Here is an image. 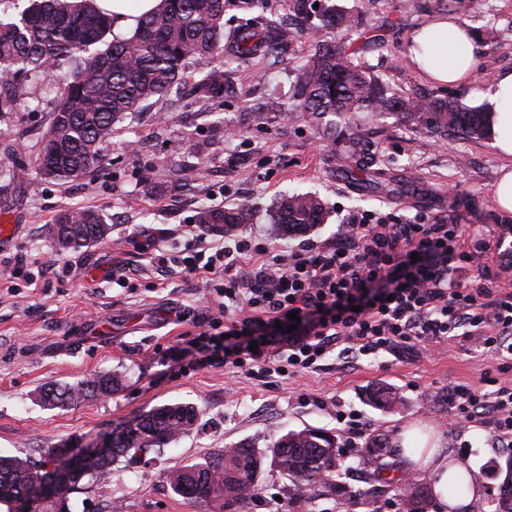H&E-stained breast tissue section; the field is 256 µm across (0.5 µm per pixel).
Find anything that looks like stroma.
I'll return each instance as SVG.
<instances>
[{
	"label": "stroma",
	"mask_w": 512,
	"mask_h": 512,
	"mask_svg": "<svg viewBox=\"0 0 512 512\" xmlns=\"http://www.w3.org/2000/svg\"><path fill=\"white\" fill-rule=\"evenodd\" d=\"M419 12L412 0H377L367 24L336 33L356 63L410 96L434 94L480 105L498 72L512 68V0H463L457 20L475 31L479 67L466 84L430 81L406 54L414 31L438 18ZM495 40H486V29ZM310 38L280 56L257 57L238 68L217 101L183 106L168 101L117 122L91 175L66 181L37 179L32 146L47 127L57 100V82L31 83V97L11 122L0 123V162L11 181L0 180V213L18 230L0 247V455L42 463L46 449L87 444L111 434L152 407L193 404L198 429L182 435L154 459L116 460L110 479L83 477L70 491L71 512H208L176 495L162 476L165 467L219 456L225 447L248 442L258 450L290 430L316 427L342 440L346 493L306 500L307 512H405L404 487L424 494L426 471L413 468L400 433L417 423L435 430L450 459L462 462L479 490L463 512H483L489 461L505 463L512 447L496 442L489 428H451L448 389L480 385L496 376L494 361L472 340H448L432 352L399 348L349 361L328 359L322 369L271 381L236 368H193L186 350L197 323L209 316L200 279L163 271L160 258L180 256L190 237L185 228L197 208L247 205L251 220L235 234L297 247L302 239L335 238L350 211L373 210L405 224L418 217L454 216L494 239L501 214L492 189L502 163L491 141L440 138L416 133L395 115H365L363 137L377 143L376 182L350 183L340 146L292 110V85L310 54ZM312 193L326 208L324 223L305 235L277 234L271 211L285 194ZM461 198L458 209L449 196ZM67 208L99 209L112 222L109 238L76 250H58L52 224ZM22 267L20 277L9 268ZM128 274L112 279L114 269ZM102 323L103 335L77 333L80 323ZM121 377L117 391L68 409L39 399L47 383L73 384L96 373ZM380 386L397 390L393 408L370 398ZM358 411L365 423L359 445L383 439L384 469L361 468L340 410ZM291 480L264 468L258 493L245 512H285ZM360 495L350 504L348 492Z\"/></svg>",
	"instance_id": "stroma-1"
}]
</instances>
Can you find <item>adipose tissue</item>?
<instances>
[{
  "instance_id": "ef3b65f1",
  "label": "adipose tissue",
  "mask_w": 512,
  "mask_h": 512,
  "mask_svg": "<svg viewBox=\"0 0 512 512\" xmlns=\"http://www.w3.org/2000/svg\"><path fill=\"white\" fill-rule=\"evenodd\" d=\"M98 8L112 16L113 31L124 36L134 30L138 16L155 10L160 0H95ZM409 63L432 81L456 85L466 82L478 67L474 34L460 25L455 17L431 20L413 36L407 52ZM491 107L492 143L508 162L498 173L493 199L499 211L512 213V70L497 74L488 93ZM404 441H417L418 450L412 460L427 469L439 512L460 506V499L450 497L448 484L454 478L471 481L472 475L460 463H449L447 452L438 438L422 434L415 426L402 433Z\"/></svg>"
}]
</instances>
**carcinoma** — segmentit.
<instances>
[{"label": "carcinoma", "instance_id": "obj_1", "mask_svg": "<svg viewBox=\"0 0 512 512\" xmlns=\"http://www.w3.org/2000/svg\"><path fill=\"white\" fill-rule=\"evenodd\" d=\"M319 7H314V4ZM288 23L268 11V0H163L161 7L138 18L133 33L112 34L111 20L98 12L94 0H28L13 22L0 21V118L18 111L27 99V87L36 78L54 75L59 96L49 113L47 128L35 143L37 177L44 180L78 179L98 161L102 144L112 136L121 116L140 111L151 101L174 95L192 105L218 99L234 68L248 64L264 52L283 49L298 37L336 28L357 30L364 24L358 10L340 0H284ZM261 11V22L229 26L225 15L244 16ZM192 64L209 66L198 84L190 87L186 73ZM293 111L324 130L336 126L347 132L351 169L369 182L375 165L371 145L357 137L365 112L378 116L399 114L419 132L480 141L489 138L487 112L451 98L405 97L372 77L331 41L319 40L314 53L297 74ZM272 223L286 232L305 233L324 222L320 200L309 194L280 198ZM246 206L224 210L203 207L196 224H244ZM62 249H78L107 239L112 232L97 210L63 209L55 217L52 234ZM119 384L115 374H94L76 384H47L43 401L51 408H69L96 395L108 394ZM199 413L190 403H168L127 422L112 449L90 458L93 475L112 473V463L132 453L158 451L197 427ZM288 476L292 497L303 492L315 496L344 489L337 482L341 464L336 435L320 428L291 430L264 452L250 443L224 449L220 457L175 465L164 478L170 488L191 502L213 506L216 512H242L258 489L264 458ZM41 475L27 458L0 456V503L13 505L20 485ZM196 484L187 495L178 486ZM492 512H512V476L499 486Z\"/></svg>", "mask_w": 512, "mask_h": 512}]
</instances>
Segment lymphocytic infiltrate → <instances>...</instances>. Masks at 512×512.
<instances>
[{"label": "lymphocytic infiltrate", "mask_w": 512, "mask_h": 512, "mask_svg": "<svg viewBox=\"0 0 512 512\" xmlns=\"http://www.w3.org/2000/svg\"><path fill=\"white\" fill-rule=\"evenodd\" d=\"M178 267L216 291V316L195 345L199 367L228 365L290 379L319 370L329 357L379 355L476 338L499 375L490 390L448 389L462 422L490 419L512 442V277L487 275L480 255L492 249L451 219L390 223L371 210L350 213L334 240L275 249L249 239L227 245L192 237ZM236 340L207 343L208 328ZM258 339L262 347L250 350Z\"/></svg>", "instance_id": "f902f5d3"}]
</instances>
